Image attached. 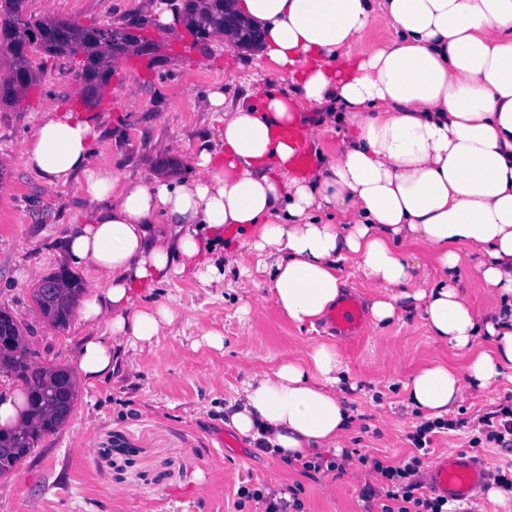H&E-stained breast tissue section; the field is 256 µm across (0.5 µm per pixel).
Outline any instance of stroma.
<instances>
[{
	"label": "stroma",
	"instance_id": "obj_1",
	"mask_svg": "<svg viewBox=\"0 0 512 512\" xmlns=\"http://www.w3.org/2000/svg\"><path fill=\"white\" fill-rule=\"evenodd\" d=\"M156 0H28L38 16L85 27L112 26L136 35L135 46L117 55L99 103L84 101L76 74L82 56L55 55L33 46L36 80L16 104L0 106V306L24 327L37 362L75 368L82 337L95 330L71 318L56 329L32 303L45 276L66 270L59 247L72 225L92 216L72 186H49L27 172L21 151L49 107L86 113L103 134L95 164L130 180H188L198 137L217 135L218 113L207 92L224 89V105L236 107L245 91L262 93L264 60L222 38L194 42L154 22ZM149 17L141 26L137 17ZM137 103L127 106L125 92ZM221 282L206 284L190 273L171 276L153 299L174 310L151 346L130 350L110 378L76 385V400L57 433L44 436L22 464L0 477V512H234L239 487L299 488L304 512H367L361 491L378 480L370 467L351 461L343 473L303 472L301 466L250 448L224 424L222 407L255 372L304 356L313 342L334 346L351 369L346 396L354 420L341 449L360 451L394 465L413 449L418 422L405 382L419 369L465 355L431 338L414 311L385 327L365 324L360 336L338 340L324 322L298 327L274 305L266 283V253L228 238L220 252ZM247 264L249 275L239 273ZM224 338L212 346L208 332ZM512 395V381L470 394L449 420L476 422ZM468 427L434 433L433 455L463 451L490 471L512 469V450L492 442L471 447Z\"/></svg>",
	"mask_w": 512,
	"mask_h": 512
}]
</instances>
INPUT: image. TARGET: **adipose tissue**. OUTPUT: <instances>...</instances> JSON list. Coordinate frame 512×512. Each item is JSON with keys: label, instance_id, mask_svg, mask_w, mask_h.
Segmentation results:
<instances>
[{"label": "adipose tissue", "instance_id": "1", "mask_svg": "<svg viewBox=\"0 0 512 512\" xmlns=\"http://www.w3.org/2000/svg\"><path fill=\"white\" fill-rule=\"evenodd\" d=\"M263 33L259 57L279 85L222 113L217 138L201 137L187 182H131L94 163L99 128L80 112L48 108L21 153L24 168L53 185L75 183L94 210L60 248L95 285L78 311L105 325L77 349L79 383L109 376L120 350L151 345L174 320L142 297L169 275L205 282L224 275L215 254L224 232L253 234L268 252V292L298 326L324 318L342 295L350 261L383 293L374 324L413 307L429 335L469 355L436 363L405 383L422 422L444 420L469 394L512 380V0H237ZM384 43L358 48L371 24ZM321 112L343 134L334 156L303 178L288 174V137ZM438 269L417 287L411 246ZM493 303L477 311L460 275L462 252ZM485 348H477V340ZM351 370L335 347L254 374L224 417L253 448L298 462L339 447L353 413Z\"/></svg>", "mask_w": 512, "mask_h": 512}]
</instances>
